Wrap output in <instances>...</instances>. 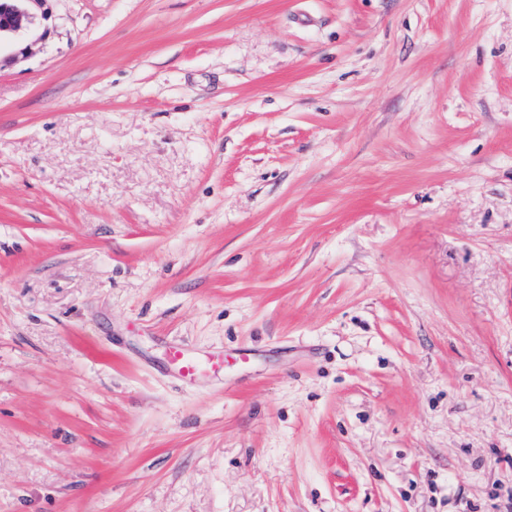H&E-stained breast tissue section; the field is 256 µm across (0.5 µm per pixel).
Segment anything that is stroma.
Segmentation results:
<instances>
[{
    "instance_id": "obj_1",
    "label": "stroma",
    "mask_w": 512,
    "mask_h": 512,
    "mask_svg": "<svg viewBox=\"0 0 512 512\" xmlns=\"http://www.w3.org/2000/svg\"><path fill=\"white\" fill-rule=\"evenodd\" d=\"M45 7L0 57V512H512V0ZM166 356L179 375L190 380L199 376L207 367L220 366L222 363L221 359L213 356L204 358L195 355L177 343L168 344Z\"/></svg>"
}]
</instances>
